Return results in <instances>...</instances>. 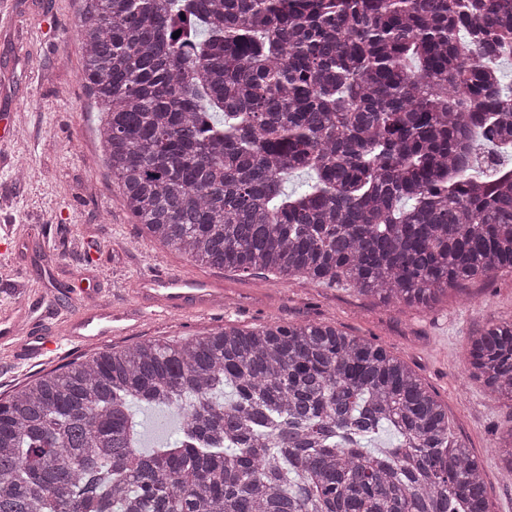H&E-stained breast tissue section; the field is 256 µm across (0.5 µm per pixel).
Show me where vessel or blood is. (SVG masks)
Returning <instances> with one entry per match:
<instances>
[{
  "instance_id": "obj_1",
  "label": "vessel or blood",
  "mask_w": 512,
  "mask_h": 512,
  "mask_svg": "<svg viewBox=\"0 0 512 512\" xmlns=\"http://www.w3.org/2000/svg\"><path fill=\"white\" fill-rule=\"evenodd\" d=\"M137 305L94 301L64 320L61 333L42 337L40 345L25 346L27 356H39L65 345H82L115 332L134 331L145 318L173 310H207L219 294L209 281L191 279L177 273H160L141 277L137 283Z\"/></svg>"
}]
</instances>
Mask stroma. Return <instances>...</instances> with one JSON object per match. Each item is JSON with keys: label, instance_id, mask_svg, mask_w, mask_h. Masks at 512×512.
Instances as JSON below:
<instances>
[{"label": "stroma", "instance_id": "1", "mask_svg": "<svg viewBox=\"0 0 512 512\" xmlns=\"http://www.w3.org/2000/svg\"><path fill=\"white\" fill-rule=\"evenodd\" d=\"M80 8L81 0H0V115L18 122L16 138L0 142V239L11 243L0 258V320L24 309L42 330H55L79 304L133 301L141 273L171 269L222 287L223 304L148 318L106 346L176 341L222 324L334 325L384 346L437 393L455 437L483 467L492 512H512L499 450L512 428V405L464 375L470 336L489 320L512 318V272L466 283L428 308H388L345 285H282L163 247L134 223L103 160V114L84 80L76 36ZM90 353L70 346L28 358L1 348L0 395Z\"/></svg>", "mask_w": 512, "mask_h": 512}]
</instances>
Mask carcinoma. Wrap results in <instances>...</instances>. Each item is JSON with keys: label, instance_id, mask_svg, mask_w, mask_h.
<instances>
[{"label": "carcinoma", "instance_id": "1", "mask_svg": "<svg viewBox=\"0 0 512 512\" xmlns=\"http://www.w3.org/2000/svg\"><path fill=\"white\" fill-rule=\"evenodd\" d=\"M82 4L105 162L164 247L386 305L512 270V178L487 185L512 157V0ZM468 361L512 402V319ZM137 404L180 440L142 449ZM0 512L490 510L415 372L307 323L112 347L1 397Z\"/></svg>", "mask_w": 512, "mask_h": 512}]
</instances>
